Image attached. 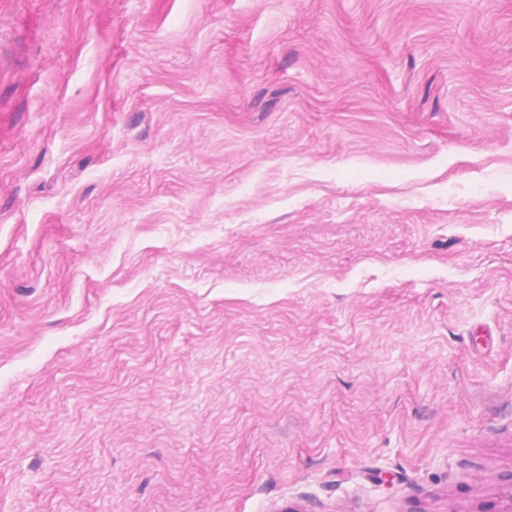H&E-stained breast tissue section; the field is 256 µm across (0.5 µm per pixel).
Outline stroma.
Here are the masks:
<instances>
[{
	"mask_svg": "<svg viewBox=\"0 0 512 512\" xmlns=\"http://www.w3.org/2000/svg\"><path fill=\"white\" fill-rule=\"evenodd\" d=\"M512 0H0V512H512Z\"/></svg>",
	"mask_w": 512,
	"mask_h": 512,
	"instance_id": "stroma-1",
	"label": "stroma"
}]
</instances>
